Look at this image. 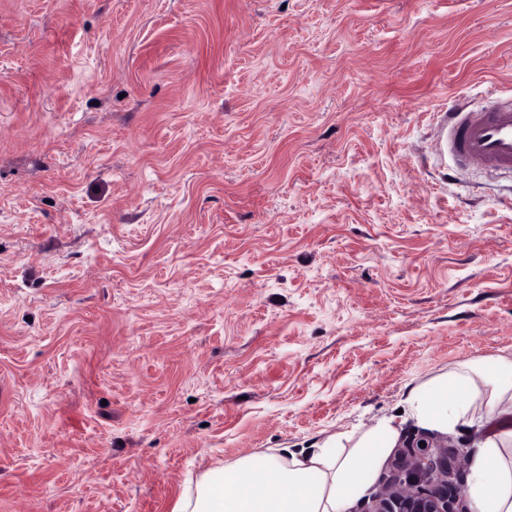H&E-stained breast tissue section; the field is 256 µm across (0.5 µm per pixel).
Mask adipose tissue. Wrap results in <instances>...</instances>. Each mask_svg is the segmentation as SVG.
<instances>
[{
  "instance_id": "adipose-tissue-1",
  "label": "adipose tissue",
  "mask_w": 512,
  "mask_h": 512,
  "mask_svg": "<svg viewBox=\"0 0 512 512\" xmlns=\"http://www.w3.org/2000/svg\"><path fill=\"white\" fill-rule=\"evenodd\" d=\"M405 407L418 426L442 434L478 418L491 423L471 460L472 512H512V354L490 369L476 360L441 370L409 389ZM397 436L395 418L384 416L311 448L209 468L186 486L175 512H345Z\"/></svg>"
}]
</instances>
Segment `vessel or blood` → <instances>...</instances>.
<instances>
[{
    "label": "vessel or blood",
    "mask_w": 512,
    "mask_h": 512,
    "mask_svg": "<svg viewBox=\"0 0 512 512\" xmlns=\"http://www.w3.org/2000/svg\"><path fill=\"white\" fill-rule=\"evenodd\" d=\"M435 149L471 167L512 171V100L498 97L475 107L466 102L451 106L439 122Z\"/></svg>",
    "instance_id": "1"
}]
</instances>
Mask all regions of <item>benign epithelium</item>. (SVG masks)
Instances as JSON below:
<instances>
[{"instance_id": "7a95c632", "label": "benign epithelium", "mask_w": 512, "mask_h": 512, "mask_svg": "<svg viewBox=\"0 0 512 512\" xmlns=\"http://www.w3.org/2000/svg\"><path fill=\"white\" fill-rule=\"evenodd\" d=\"M397 466L408 471V480L386 487L376 495L365 512H457L456 494L448 490V454L431 451L429 446L412 442L401 449ZM434 469L440 479L427 490L415 482V476Z\"/></svg>"}]
</instances>
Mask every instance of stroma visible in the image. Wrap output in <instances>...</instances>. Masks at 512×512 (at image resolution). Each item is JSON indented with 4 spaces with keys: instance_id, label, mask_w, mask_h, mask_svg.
I'll use <instances>...</instances> for the list:
<instances>
[{
    "instance_id": "stroma-1",
    "label": "stroma",
    "mask_w": 512,
    "mask_h": 512,
    "mask_svg": "<svg viewBox=\"0 0 512 512\" xmlns=\"http://www.w3.org/2000/svg\"><path fill=\"white\" fill-rule=\"evenodd\" d=\"M512 0H0V512H173L512 351ZM487 430L448 450L469 508ZM471 108L458 102L438 125L435 149L461 163L493 172L512 171V100L496 97ZM494 99V101H493Z\"/></svg>"
}]
</instances>
